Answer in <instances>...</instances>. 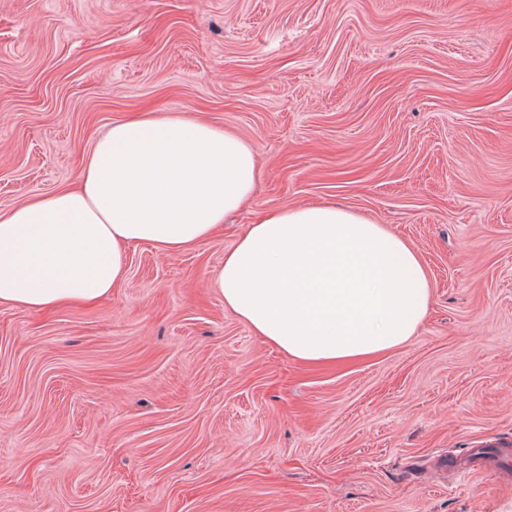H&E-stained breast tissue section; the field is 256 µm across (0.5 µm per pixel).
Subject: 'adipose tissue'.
<instances>
[{"instance_id":"1","label":"adipose tissue","mask_w":512,"mask_h":512,"mask_svg":"<svg viewBox=\"0 0 512 512\" xmlns=\"http://www.w3.org/2000/svg\"><path fill=\"white\" fill-rule=\"evenodd\" d=\"M260 177L254 148L232 130L179 113L115 122L77 187L0 214V304L48 310L110 296L131 246L178 253L200 244ZM216 287L255 335L308 363L404 345L431 296L416 248L324 204L268 211L225 253Z\"/></svg>"}]
</instances>
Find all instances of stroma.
<instances>
[{
  "label": "stroma",
  "mask_w": 512,
  "mask_h": 512,
  "mask_svg": "<svg viewBox=\"0 0 512 512\" xmlns=\"http://www.w3.org/2000/svg\"><path fill=\"white\" fill-rule=\"evenodd\" d=\"M167 112L262 180L195 249L132 247L108 298L0 304V512H512V0H0L1 213ZM326 203L425 263L393 352L295 361L213 287L263 213Z\"/></svg>",
  "instance_id": "obj_1"
}]
</instances>
